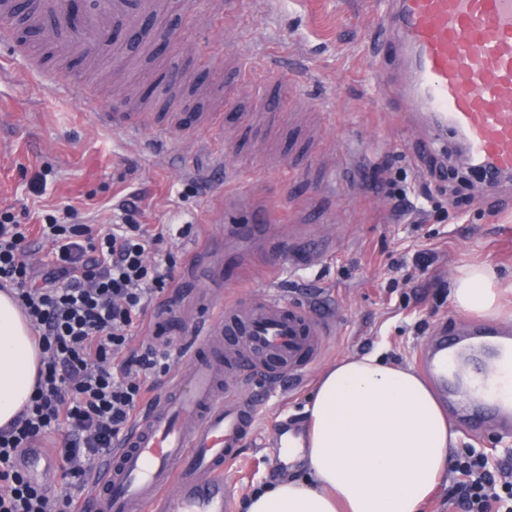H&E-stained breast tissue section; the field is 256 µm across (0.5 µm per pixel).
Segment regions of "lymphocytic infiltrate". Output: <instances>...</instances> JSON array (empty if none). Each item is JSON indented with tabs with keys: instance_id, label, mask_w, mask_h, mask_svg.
<instances>
[{
	"instance_id": "obj_1",
	"label": "lymphocytic infiltrate",
	"mask_w": 512,
	"mask_h": 512,
	"mask_svg": "<svg viewBox=\"0 0 512 512\" xmlns=\"http://www.w3.org/2000/svg\"><path fill=\"white\" fill-rule=\"evenodd\" d=\"M119 224H73L70 209L37 232L0 210V286L22 309L41 355L36 391L0 429V512H88L83 492L100 456L123 437L154 378L167 374L171 340L130 348L146 309L170 288L172 269L152 258L169 225L140 223L141 208L119 205ZM49 245L51 259L32 257ZM61 483L33 482L18 459L47 434ZM448 500L458 512H512V470L491 469L473 449L450 462Z\"/></svg>"
}]
</instances>
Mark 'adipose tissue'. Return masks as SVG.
Masks as SVG:
<instances>
[{
	"mask_svg": "<svg viewBox=\"0 0 512 512\" xmlns=\"http://www.w3.org/2000/svg\"><path fill=\"white\" fill-rule=\"evenodd\" d=\"M501 286L490 268L461 270L456 310L500 314ZM39 365L30 328L0 293V427L29 401ZM302 436L284 443L303 453L308 478H287L251 496L247 512H422L440 483L457 433L412 369L377 355L352 356L321 377Z\"/></svg>",
	"mask_w": 512,
	"mask_h": 512,
	"instance_id": "ef3b65f1",
	"label": "adipose tissue"
}]
</instances>
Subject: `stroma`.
Returning <instances> with one entry per match:
<instances>
[{
  "instance_id": "obj_1",
  "label": "stroma",
  "mask_w": 512,
  "mask_h": 512,
  "mask_svg": "<svg viewBox=\"0 0 512 512\" xmlns=\"http://www.w3.org/2000/svg\"><path fill=\"white\" fill-rule=\"evenodd\" d=\"M240 2L237 21L228 23L224 0H164L139 35L175 32L168 49L131 55L127 30H117L89 69L76 53L29 40L18 21L14 44H0V209L40 224L69 205L78 223L116 224L119 202L136 194L144 223L171 227L158 250L174 258L179 299L152 304L133 344L162 319L174 362L185 360L188 340L200 333L194 297L201 288L222 291L213 317L235 298L274 291L330 327L302 383L253 379L258 418L224 472L226 512H244L255 491L304 474L301 455L279 448L284 434H301L325 369L369 353L417 367L438 330L473 323L451 302L460 269L488 265L512 283V181L488 185L466 173L449 135L420 159L409 148L419 129L405 106L389 105L375 75L372 47L391 0ZM27 49L36 52L31 69L20 58ZM229 55L259 69V78L246 82L226 68ZM45 72L61 90L42 84ZM89 90L120 112H148L156 121L176 113L178 126L164 144L148 133L114 134L89 115ZM267 106L280 114L276 128L262 122ZM214 111L234 133L220 167L198 150L211 137L199 115ZM393 186L410 191L414 209L392 214ZM246 195L270 213L263 236L234 231L251 214L224 202ZM298 229L333 243V251L289 268L288 241ZM451 423L458 448L512 464V430Z\"/></svg>"
}]
</instances>
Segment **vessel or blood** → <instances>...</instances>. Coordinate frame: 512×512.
Returning a JSON list of instances; mask_svg holds the SVG:
<instances>
[{
    "mask_svg": "<svg viewBox=\"0 0 512 512\" xmlns=\"http://www.w3.org/2000/svg\"><path fill=\"white\" fill-rule=\"evenodd\" d=\"M160 0H95L78 25H70V0H41L35 20L62 52L98 50L109 29L124 28L157 11ZM388 33L373 55L385 72L390 54L404 56L397 95L433 133L463 137L468 150L492 172L512 173V0H396ZM93 117L113 132L138 138L146 127L138 112ZM240 325L238 346L220 348L225 329ZM323 323L278 294L244 299L208 322L200 344L174 373L169 390L139 415L126 438L102 458L90 483L92 512H224V470L254 426V399L239 394L251 375L275 360L289 375L314 363ZM470 336L503 344L512 330L494 323L473 326ZM461 334L436 337L420 364L439 390L462 349ZM495 388L475 386L465 399L475 430L512 411V361L495 364ZM54 463L35 443L26 469L38 477Z\"/></svg>",
    "mask_w": 512,
    "mask_h": 512,
    "instance_id": "obj_1",
    "label": "vessel or blood"
}]
</instances>
